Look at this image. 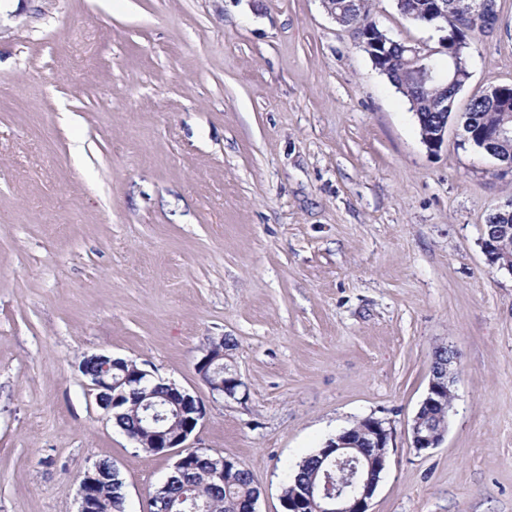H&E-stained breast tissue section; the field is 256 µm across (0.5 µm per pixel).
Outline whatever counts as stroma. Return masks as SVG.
I'll return each mask as SVG.
<instances>
[{"instance_id": "stroma-1", "label": "stroma", "mask_w": 512, "mask_h": 512, "mask_svg": "<svg viewBox=\"0 0 512 512\" xmlns=\"http://www.w3.org/2000/svg\"><path fill=\"white\" fill-rule=\"evenodd\" d=\"M497 10L432 153L321 0H0V512H77L103 460L125 512H151L175 457L96 404L95 353L200 398L189 444L250 470L256 512L365 418L391 431L370 512H512V273L482 247L512 173L460 123L512 84V0ZM371 13L439 50L395 0ZM221 336L246 394L196 372ZM441 346L448 429L420 452ZM441 357L435 358L431 367V377L425 398L420 404L410 424L412 447L418 451H425L438 447L444 440L447 431V422L436 411H445L448 414V393L455 379L454 364H457V352L447 347L439 348ZM432 417H435L434 419Z\"/></svg>"}]
</instances>
